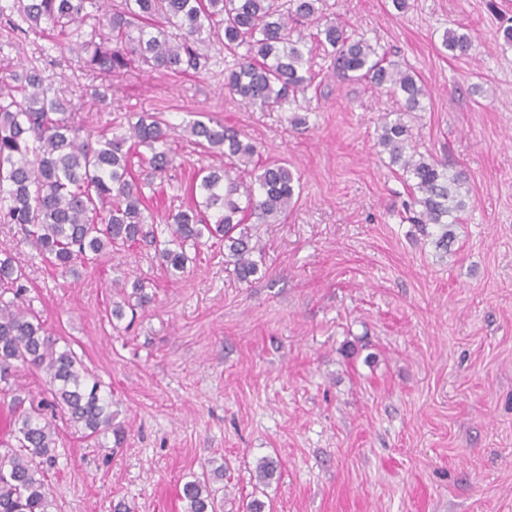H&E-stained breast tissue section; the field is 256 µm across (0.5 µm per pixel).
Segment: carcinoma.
<instances>
[{
	"instance_id": "1",
	"label": "carcinoma",
	"mask_w": 512,
	"mask_h": 512,
	"mask_svg": "<svg viewBox=\"0 0 512 512\" xmlns=\"http://www.w3.org/2000/svg\"><path fill=\"white\" fill-rule=\"evenodd\" d=\"M313 27L331 48L336 74L388 86L404 98V110L384 123L378 145L390 163L414 179L410 206L420 207L414 223L441 229L438 245L448 249V224L466 210L462 171L427 159L416 149L404 116L421 109L428 95L410 70L328 23L323 0H10L0 4V30L22 39L53 31L65 42L60 49L83 55L84 67L99 75L119 73L132 59L166 74L196 72L208 63V49L219 44L239 56L224 89L261 112L281 105L289 95L305 94L312 82L305 58L302 26ZM448 51L469 56V34L448 30ZM245 53L238 54L240 48ZM175 128L160 113H130L112 120L108 133L94 135L74 123L67 102L52 88L38 61L28 60L0 78V223L19 226L24 244L64 274L94 264L108 249L144 243L154 247L160 265L172 277L187 272L206 240L224 246V263L241 280L259 272L254 254L262 253L250 216L274 223L286 213L299 188L287 165L272 163L256 177L258 189L232 176L248 166L257 147L246 134L212 118L184 127L201 152L225 159L222 168H205L192 193L202 196L188 209L168 215V237L145 205L135 161H146L151 175L163 179L174 168L170 140ZM246 197L240 206L239 195ZM149 283L132 281L131 292L112 304L120 321L125 310L154 300ZM11 298L4 299L5 295ZM33 367L47 378L46 396L37 408L13 394L10 434L17 451L0 458V512H51L48 473L56 466V417L88 436L112 430V399L77 354L59 346L27 300L26 274L10 253L0 256V391L19 367ZM213 473L186 481L185 512H221L224 501L211 488Z\"/></svg>"
}]
</instances>
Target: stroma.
Here are the masks:
<instances>
[{
  "instance_id": "obj_1",
  "label": "stroma",
  "mask_w": 512,
  "mask_h": 512,
  "mask_svg": "<svg viewBox=\"0 0 512 512\" xmlns=\"http://www.w3.org/2000/svg\"><path fill=\"white\" fill-rule=\"evenodd\" d=\"M324 0L347 33L412 68L430 95L411 119L421 153L466 173L469 205L439 249L406 219L410 182L377 144L402 110L388 88L336 77L307 38L314 81L296 104L258 112L224 90L234 58L168 76L132 64L100 80L46 35L0 40V75L40 59L76 124L160 112L181 164L146 189L154 220L189 202L199 168L222 165L181 134L216 118L242 130L260 163H286L301 192L259 225V272L241 281L202 245L184 277L152 247H121L61 276L0 224L51 335L112 393L114 427L96 439L63 425L48 478L52 512H184L183 484L214 465L224 512H512V0ZM468 32L469 56L442 45ZM105 100L95 99V92ZM305 124H293V115ZM153 302L112 319L122 283ZM277 469L259 482L255 467Z\"/></svg>"
}]
</instances>
